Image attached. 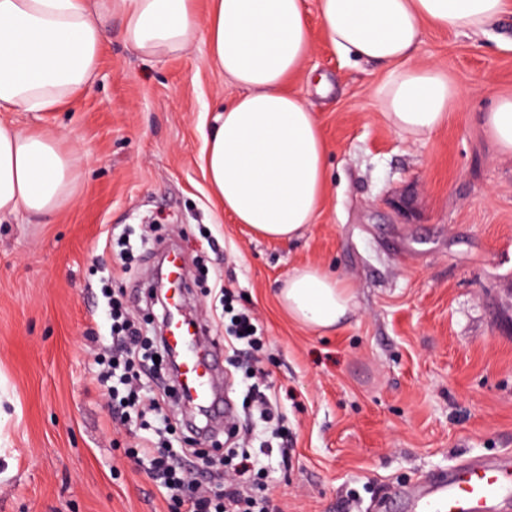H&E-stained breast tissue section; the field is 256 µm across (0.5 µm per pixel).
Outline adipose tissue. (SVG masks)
Instances as JSON below:
<instances>
[{
	"instance_id": "ef3b65f1",
	"label": "adipose tissue",
	"mask_w": 512,
	"mask_h": 512,
	"mask_svg": "<svg viewBox=\"0 0 512 512\" xmlns=\"http://www.w3.org/2000/svg\"><path fill=\"white\" fill-rule=\"evenodd\" d=\"M504 11L505 0H213L202 19L193 0H0V115L55 112L84 93L112 13L145 59L204 43L216 73L239 90L205 139L206 178L237 223L288 243L316 223L328 188V144L306 96L286 88L313 48L309 13L335 49L388 67L379 110L399 132L422 137L460 99L443 69L414 61L423 23L478 32ZM482 121L512 157V96ZM80 162L60 137L0 118V217L57 212L75 196ZM354 298L349 281L312 265L294 269L278 293L292 319L324 331L339 327Z\"/></svg>"
}]
</instances>
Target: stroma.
<instances>
[{"mask_svg": "<svg viewBox=\"0 0 512 512\" xmlns=\"http://www.w3.org/2000/svg\"><path fill=\"white\" fill-rule=\"evenodd\" d=\"M310 24L306 77L292 87L330 145L329 192L291 243L254 238L208 188L205 107L238 91L204 44L144 60L112 15L89 90L59 112L7 113L86 161L56 214L0 220V512H174L96 382L103 271L149 316L157 257L116 270L105 240L122 224L151 225L184 253L185 305L209 348L224 350L219 285L259 318L260 367L288 426V467L261 480L280 512H369L419 475L512 456V159L480 122L512 95V11L478 33L424 27L417 61L440 66L464 100L420 138L376 108L387 67L346 57ZM306 264L354 286L336 331L278 304L280 282Z\"/></svg>", "mask_w": 512, "mask_h": 512, "instance_id": "stroma-1", "label": "stroma"}]
</instances>
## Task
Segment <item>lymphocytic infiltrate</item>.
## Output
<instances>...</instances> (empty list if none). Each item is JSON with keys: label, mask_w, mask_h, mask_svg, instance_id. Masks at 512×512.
I'll return each mask as SVG.
<instances>
[{"label": "lymphocytic infiltrate", "mask_w": 512, "mask_h": 512, "mask_svg": "<svg viewBox=\"0 0 512 512\" xmlns=\"http://www.w3.org/2000/svg\"><path fill=\"white\" fill-rule=\"evenodd\" d=\"M224 310V343L234 355L256 359L265 343L262 328L252 312L237 305L231 288L221 287ZM110 322L112 349L99 358V380L107 388L113 420L124 427L151 426V436L135 449L147 460L148 473L182 512H276L265 495L253 494L247 483L272 466L287 467L288 446L284 442L283 417L276 399L263 390L262 379L246 383L243 416L228 432L227 468L219 472L217 491L199 489L188 479L199 466L207 465L202 449L192 437L183 447H174L167 399L175 386L172 376L159 374L158 365L169 353L155 327L139 321L126 307L123 291L102 295Z\"/></svg>", "instance_id": "obj_1"}]
</instances>
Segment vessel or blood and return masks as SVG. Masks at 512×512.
Wrapping results in <instances>:
<instances>
[{"label": "vessel or blood", "instance_id": "obj_1", "mask_svg": "<svg viewBox=\"0 0 512 512\" xmlns=\"http://www.w3.org/2000/svg\"><path fill=\"white\" fill-rule=\"evenodd\" d=\"M166 280L169 284L165 339L181 358L179 393L189 395L197 408L215 402L212 390L214 359L202 350L203 327L183 312L187 281L182 254L170 251ZM396 501L412 512H503L512 503V462L469 459L448 471L422 476L397 489Z\"/></svg>", "mask_w": 512, "mask_h": 512}]
</instances>
